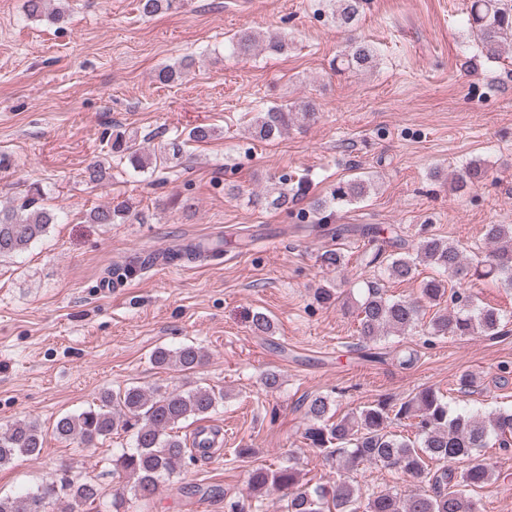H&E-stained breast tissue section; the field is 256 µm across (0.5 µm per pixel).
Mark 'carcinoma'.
Here are the masks:
<instances>
[{
    "mask_svg": "<svg viewBox=\"0 0 512 512\" xmlns=\"http://www.w3.org/2000/svg\"><path fill=\"white\" fill-rule=\"evenodd\" d=\"M52 0H25L26 16L43 17L58 24L66 11L51 6ZM336 24L354 28L359 15L360 0H330ZM187 0H140L145 16L179 9ZM471 37L487 59H498L502 49L512 45V0H473L467 17ZM258 41L253 32L244 29L228 40L230 54L247 57L254 53ZM376 53L361 39L352 38L339 60L338 71L363 72L372 67ZM193 60L183 59L162 67L157 79L162 84L174 83L189 69ZM316 108L309 101L276 104L256 113L251 122L252 135L267 141L279 137L289 126L315 120ZM180 137L157 150L144 152L135 139L118 133L112 141V153L119 162L134 171L153 173L174 163L183 152ZM488 177V169L472 160L454 179L460 187L477 186ZM85 178L94 184L106 185L112 180L111 168L102 163L86 168ZM374 187L373 178L355 175L340 182L329 197L313 205L319 215L317 223H327L333 215L365 197ZM309 184L299 180L291 186L278 181L255 201L265 202L275 210L288 207L307 196ZM44 191L40 184L27 185L23 196L9 206H0V259L16 256L41 240L57 215L42 204ZM130 208L124 201L109 203L90 212L92 224H122ZM369 238L370 248L363 254L365 266L376 268L384 276L405 280L413 277L417 267L428 265L458 283L492 278L512 288V224L485 225V240L491 251L482 259L469 261L459 245L433 235L423 236L416 245L391 241L380 236V229H360ZM222 242L200 239L179 245L167 256L173 261L186 257L196 259L221 248ZM447 289L443 280L432 278L423 283L421 298L395 299L384 293L375 281H366L364 298L359 307L358 334L362 341H375L388 335H406L419 327L423 303L441 304ZM452 309L437 311L427 325L426 335L468 337L476 334L499 336L507 333L505 316L491 306H481L470 296L455 290L450 295ZM204 354L194 345L175 350L158 347L152 361L159 367L180 371L198 367ZM224 402V390L196 387L187 391L161 390L128 386L106 393L100 404L78 414L60 417L55 434L62 440H73L84 447H93L121 428L132 432L134 447L112 456V474L122 479L134 499L148 505L160 483L182 475L194 460L193 449L179 436L172 434L175 425L189 418H206ZM307 420L302 438L325 459L346 466L368 463L381 466L401 479L418 483L408 494L395 489L363 494L361 488L347 477H339L327 485L309 487L299 482L297 458L275 468L256 467L249 473L248 497L256 499L268 488L288 491L287 512H476L470 491L488 485L493 464L482 449L491 445L507 453L512 450V410L481 416L473 412H453L441 390L428 387L400 401L390 397L374 400L351 413L331 420L329 397L314 395L303 400ZM414 429L410 438L398 428ZM43 447L40 425L35 420H20L0 432V467L19 456L37 457ZM464 464L461 471L453 465ZM65 500L69 512L97 505L107 512H127V499L122 493L106 495L100 484L78 481L64 474L34 491L14 497H0V512H47V505Z\"/></svg>",
    "mask_w": 512,
    "mask_h": 512,
    "instance_id": "cac0c4a2",
    "label": "carcinoma"
}]
</instances>
